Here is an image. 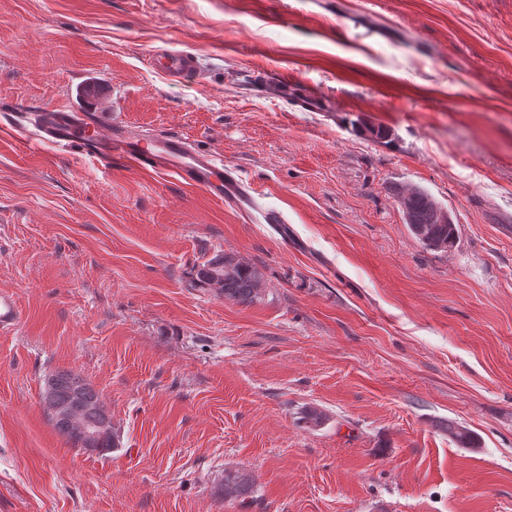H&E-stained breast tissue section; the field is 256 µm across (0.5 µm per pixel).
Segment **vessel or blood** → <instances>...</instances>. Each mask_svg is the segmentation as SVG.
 I'll use <instances>...</instances> for the list:
<instances>
[{
    "instance_id": "vessel-or-blood-1",
    "label": "vessel or blood",
    "mask_w": 512,
    "mask_h": 512,
    "mask_svg": "<svg viewBox=\"0 0 512 512\" xmlns=\"http://www.w3.org/2000/svg\"><path fill=\"white\" fill-rule=\"evenodd\" d=\"M149 62L171 81L181 80L197 69L196 57L177 49L153 50ZM24 140L33 148L50 143L105 164L119 161L147 171L172 173L183 184L202 190L216 201L259 211L263 223L284 221L279 212L260 205L235 168L195 150L177 135L144 134L117 123L106 130L94 113L54 107L42 112L34 129L25 131Z\"/></svg>"
}]
</instances>
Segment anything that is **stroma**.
<instances>
[{
  "mask_svg": "<svg viewBox=\"0 0 512 512\" xmlns=\"http://www.w3.org/2000/svg\"><path fill=\"white\" fill-rule=\"evenodd\" d=\"M163 46L197 71L165 80ZM60 105L188 139L285 223L24 148L13 115ZM397 186L454 248L409 234ZM218 252L263 301L191 287ZM0 301V512H512V0H0ZM57 371L117 448L54 430ZM237 470L242 504L217 492ZM398 203L403 208L406 216L408 231L423 247L433 251H447L454 247L457 239L456 224L446 222L448 213L441 206L435 203L432 196L425 190H415L404 193V189L396 188ZM430 210L434 220L438 223L432 224ZM49 377L55 382L58 401L64 404H60L56 401L52 382L48 379ZM49 377L47 378L48 380H46L41 400L46 413L54 416L55 418H63L56 421L49 418L58 434L70 442L74 447L81 448L71 422L65 420L69 419L82 433L85 440V446L87 447L82 448L84 451L93 453L97 452L99 448H103L100 452H104L115 448L116 442L119 438L118 433L115 429H112V416L107 408L102 405L97 411L98 404L100 403V396L98 392L80 375L74 374L70 371H58L51 374ZM77 396L80 397V405L76 407L77 413L87 419H94L98 413L96 420L92 422L86 421L79 414L75 413V410L71 405H67V403L75 401ZM111 429V433L104 436V434ZM99 439V447L95 448L96 442ZM449 441L461 448H479L476 435L463 424L450 419L445 425Z\"/></svg>",
  "mask_w": 512,
  "mask_h": 512,
  "instance_id": "1",
  "label": "stroma"
}]
</instances>
